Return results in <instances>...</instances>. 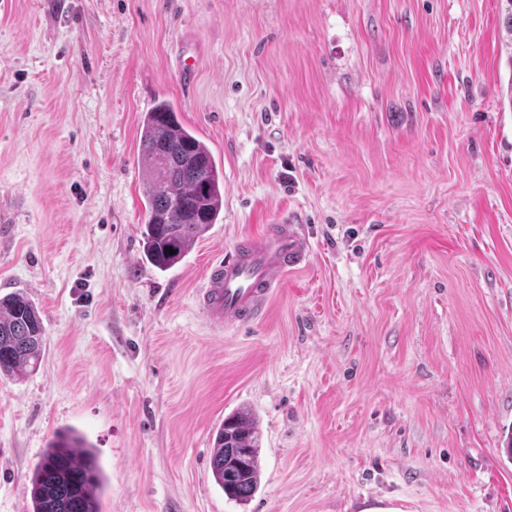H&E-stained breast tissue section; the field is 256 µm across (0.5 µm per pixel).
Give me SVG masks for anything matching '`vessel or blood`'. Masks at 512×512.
I'll return each instance as SVG.
<instances>
[{"mask_svg": "<svg viewBox=\"0 0 512 512\" xmlns=\"http://www.w3.org/2000/svg\"><path fill=\"white\" fill-rule=\"evenodd\" d=\"M311 244L298 225L277 224L263 237L245 239L212 266L197 293L211 329L259 320L289 272L308 263Z\"/></svg>", "mask_w": 512, "mask_h": 512, "instance_id": "1", "label": "vessel or blood"}]
</instances>
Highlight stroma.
<instances>
[{
  "instance_id": "1",
  "label": "stroma",
  "mask_w": 512,
  "mask_h": 512,
  "mask_svg": "<svg viewBox=\"0 0 512 512\" xmlns=\"http://www.w3.org/2000/svg\"><path fill=\"white\" fill-rule=\"evenodd\" d=\"M511 85L500 0H0V296L45 330L0 378V512L69 428L100 512H512ZM162 101L224 175L165 272L141 240ZM274 224L308 265L213 333L210 265ZM243 407L244 504L210 467ZM212 476L224 494L240 503L249 501L260 483L261 433L247 409L224 418L214 437Z\"/></svg>"
}]
</instances>
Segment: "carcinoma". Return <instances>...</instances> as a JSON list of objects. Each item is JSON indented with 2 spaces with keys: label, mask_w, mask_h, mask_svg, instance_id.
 Instances as JSON below:
<instances>
[{
  "label": "carcinoma",
  "mask_w": 512,
  "mask_h": 512,
  "mask_svg": "<svg viewBox=\"0 0 512 512\" xmlns=\"http://www.w3.org/2000/svg\"><path fill=\"white\" fill-rule=\"evenodd\" d=\"M140 144L148 160L144 254L166 270L216 223L224 176L207 144L179 122L173 105L146 113ZM175 254H170V251ZM44 326L36 307L20 294L0 297V376L16 378L40 362ZM261 433L247 409L224 418L214 437L212 476L224 494L249 501L260 483ZM104 475L93 446L76 431L57 435L31 478L32 512H99Z\"/></svg>",
  "instance_id": "obj_1"
}]
</instances>
